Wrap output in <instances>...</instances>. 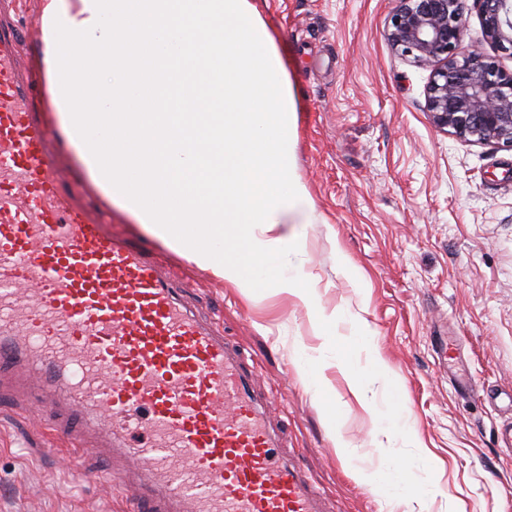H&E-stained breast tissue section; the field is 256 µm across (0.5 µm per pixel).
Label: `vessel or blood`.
Segmentation results:
<instances>
[{"label": "vessel or blood", "instance_id": "obj_1", "mask_svg": "<svg viewBox=\"0 0 512 512\" xmlns=\"http://www.w3.org/2000/svg\"><path fill=\"white\" fill-rule=\"evenodd\" d=\"M0 23V372L63 390L142 464L139 512H324L278 450L241 356L183 300L158 257L80 204L48 147Z\"/></svg>", "mask_w": 512, "mask_h": 512}]
</instances>
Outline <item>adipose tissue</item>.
I'll use <instances>...</instances> for the list:
<instances>
[{"instance_id": "ef3b65f1", "label": "adipose tissue", "mask_w": 512, "mask_h": 512, "mask_svg": "<svg viewBox=\"0 0 512 512\" xmlns=\"http://www.w3.org/2000/svg\"><path fill=\"white\" fill-rule=\"evenodd\" d=\"M38 12L34 67L77 180L218 278L275 281L335 337L343 314H323L303 240L279 231L315 223V209L295 175L290 77L251 0H38Z\"/></svg>"}]
</instances>
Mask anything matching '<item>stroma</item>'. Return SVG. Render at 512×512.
<instances>
[{
    "label": "stroma",
    "mask_w": 512,
    "mask_h": 512,
    "mask_svg": "<svg viewBox=\"0 0 512 512\" xmlns=\"http://www.w3.org/2000/svg\"><path fill=\"white\" fill-rule=\"evenodd\" d=\"M252 3L290 75L297 175L318 216L287 231L307 239L320 308L355 318L395 383L363 373L365 354L349 334L327 345L276 282L236 288L117 208L113 234L159 254L184 279L193 311L243 354L284 457L322 489L326 512H389L356 469L393 481L397 462L430 490L398 512H512V449L501 439L512 427V151L434 127L429 69L386 38L393 0ZM300 343L322 355L319 390L296 364ZM356 373L361 396L348 383ZM368 398L405 408L409 438L378 432ZM328 406L340 431L324 417ZM50 423L49 411H27L18 375L0 377V512H136L134 468L104 457L94 437L73 447ZM338 432L356 464L337 454Z\"/></svg>",
    "instance_id": "1"
}]
</instances>
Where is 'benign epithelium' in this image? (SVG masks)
<instances>
[{"label": "benign epithelium", "mask_w": 512, "mask_h": 512, "mask_svg": "<svg viewBox=\"0 0 512 512\" xmlns=\"http://www.w3.org/2000/svg\"><path fill=\"white\" fill-rule=\"evenodd\" d=\"M484 40L512 56V0H474ZM464 0H395L386 25L391 48L431 69L426 111L464 140L512 150V71L465 44Z\"/></svg>", "instance_id": "1"}]
</instances>
